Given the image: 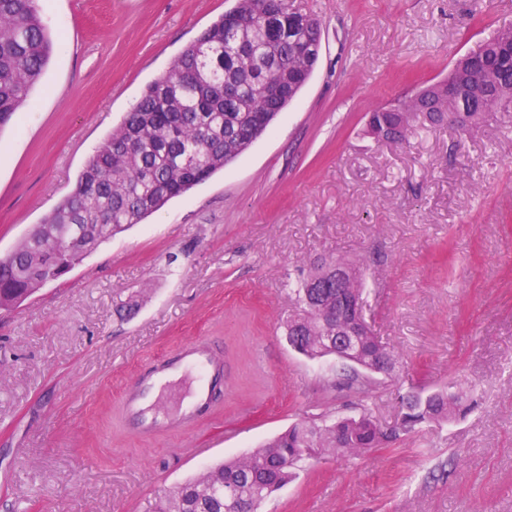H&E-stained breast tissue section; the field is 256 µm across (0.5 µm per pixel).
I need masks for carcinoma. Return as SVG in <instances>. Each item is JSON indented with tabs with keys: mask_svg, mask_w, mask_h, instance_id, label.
Returning <instances> with one entry per match:
<instances>
[{
	"mask_svg": "<svg viewBox=\"0 0 512 512\" xmlns=\"http://www.w3.org/2000/svg\"><path fill=\"white\" fill-rule=\"evenodd\" d=\"M39 0H0V131L25 106L54 50ZM238 24L220 18L208 26L170 69L152 82L122 121L98 145L72 190L10 253L0 256V309L52 280L48 268L79 264L110 237L157 212L172 198L206 180L247 151L275 116L302 90L319 54L308 56L321 32L311 14L293 24L290 0H237ZM472 53L476 70L459 64L450 80L464 95H484L465 114L457 104L425 109L412 100L368 113L365 131L375 140L391 133L407 140L415 127L445 124L461 131L486 112H512V24L493 32ZM364 259L320 258L288 281L294 309L283 322L292 350L309 360L336 355V308L347 301L343 324L356 336L347 384L365 398L380 384L374 368L394 374L398 358L363 316ZM400 425L381 427L364 408L353 417L302 418L251 453L207 469L156 499L154 512H260L302 464L328 454H363L433 424L452 423L476 404L474 387L455 384L400 396ZM231 490L232 501L220 491Z\"/></svg>",
	"mask_w": 512,
	"mask_h": 512,
	"instance_id": "1",
	"label": "carcinoma"
}]
</instances>
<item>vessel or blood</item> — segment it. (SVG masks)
Instances as JSON below:
<instances>
[{"label": "vessel or blood", "instance_id": "b4317fda", "mask_svg": "<svg viewBox=\"0 0 512 512\" xmlns=\"http://www.w3.org/2000/svg\"><path fill=\"white\" fill-rule=\"evenodd\" d=\"M223 374L224 366L214 351L202 340H193L125 393V417L144 436L162 428L179 430L199 414L213 382Z\"/></svg>", "mask_w": 512, "mask_h": 512}]
</instances>
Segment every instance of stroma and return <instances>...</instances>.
I'll return each mask as SVG.
<instances>
[{"mask_svg":"<svg viewBox=\"0 0 512 512\" xmlns=\"http://www.w3.org/2000/svg\"><path fill=\"white\" fill-rule=\"evenodd\" d=\"M322 54L270 130L206 182L0 311V512H148L208 463L305 415L369 408L451 381L478 403L361 457L301 469L262 512H512V114L467 133H364L365 115L445 77L512 23V0H291ZM234 0H40L56 49L0 132V254L74 186L146 87ZM368 260L365 315L401 357L366 402L327 389L344 364L293 352L288 277ZM207 337L226 386L184 435L143 441L118 402L137 371ZM216 441L208 460L190 444Z\"/></svg>","mask_w":512,"mask_h":512,"instance_id":"stroma-1","label":"stroma"}]
</instances>
